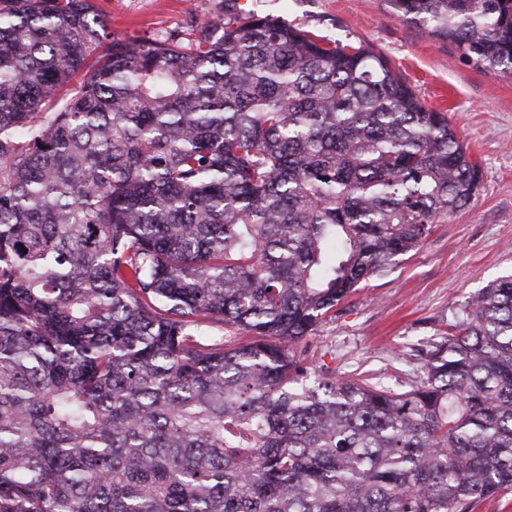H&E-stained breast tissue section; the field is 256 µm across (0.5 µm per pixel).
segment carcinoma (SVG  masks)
<instances>
[{
	"label": "carcinoma",
	"mask_w": 512,
	"mask_h": 512,
	"mask_svg": "<svg viewBox=\"0 0 512 512\" xmlns=\"http://www.w3.org/2000/svg\"><path fill=\"white\" fill-rule=\"evenodd\" d=\"M391 2L512 74V0ZM480 181L366 48L250 12L136 42L94 0H0V512H470L512 490V276L404 389L299 347Z\"/></svg>",
	"instance_id": "cac0c4a2"
}]
</instances>
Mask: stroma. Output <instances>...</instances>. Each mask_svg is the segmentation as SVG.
<instances>
[{
    "label": "stroma",
    "instance_id": "stroma-1",
    "mask_svg": "<svg viewBox=\"0 0 512 512\" xmlns=\"http://www.w3.org/2000/svg\"><path fill=\"white\" fill-rule=\"evenodd\" d=\"M239 2L95 0L113 36L139 40L183 37L202 21L224 24ZM254 11L383 55L427 107L447 113L480 165L470 205L433 225L306 340L310 362L337 376L392 385L416 378L452 316L490 282L512 275V74L462 60L454 44L407 23L390 0H257Z\"/></svg>",
    "mask_w": 512,
    "mask_h": 512
}]
</instances>
